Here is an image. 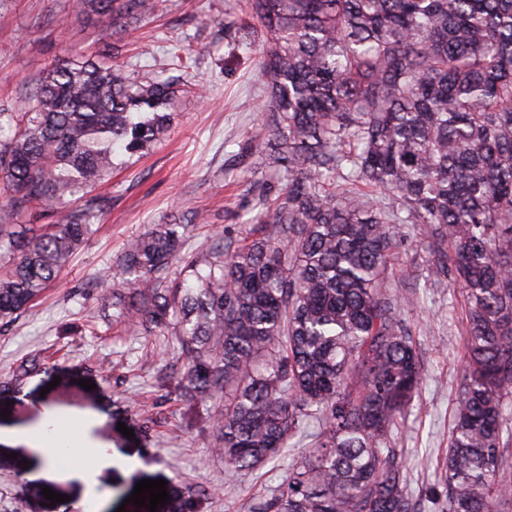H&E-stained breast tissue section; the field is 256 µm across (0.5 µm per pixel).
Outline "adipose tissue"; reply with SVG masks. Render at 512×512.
I'll list each match as a JSON object with an SVG mask.
<instances>
[{"instance_id":"ef3b65f1","label":"adipose tissue","mask_w":512,"mask_h":512,"mask_svg":"<svg viewBox=\"0 0 512 512\" xmlns=\"http://www.w3.org/2000/svg\"><path fill=\"white\" fill-rule=\"evenodd\" d=\"M92 426V421H84L79 433H72L71 418L45 406L34 426H0V446H23L31 452V467L26 473L28 481L67 479L79 482L85 487L80 503L83 512H101L104 495L98 489V475L112 467H130L131 462L114 457L110 447L95 442L90 436Z\"/></svg>"}]
</instances>
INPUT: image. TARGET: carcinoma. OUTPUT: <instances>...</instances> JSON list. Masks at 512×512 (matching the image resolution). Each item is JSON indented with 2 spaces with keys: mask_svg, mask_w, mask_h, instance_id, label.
<instances>
[{
  "mask_svg": "<svg viewBox=\"0 0 512 512\" xmlns=\"http://www.w3.org/2000/svg\"><path fill=\"white\" fill-rule=\"evenodd\" d=\"M266 35L272 127L249 223L187 251L188 225L124 248L112 319L182 361L180 397L224 404L225 472L285 453L251 512H418L395 432L425 381L389 271L414 237L461 290L447 512H512V0H242ZM115 42L64 58L0 112V320L55 282L100 222L117 155L167 131L178 76L114 62L155 0H77ZM171 66L202 48L178 36ZM379 191L386 203L370 194ZM65 209L56 224H24Z\"/></svg>",
  "mask_w": 512,
  "mask_h": 512,
  "instance_id": "1",
  "label": "carcinoma"
}]
</instances>
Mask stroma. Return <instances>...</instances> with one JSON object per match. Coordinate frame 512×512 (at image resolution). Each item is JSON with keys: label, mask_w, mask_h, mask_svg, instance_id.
Masks as SVG:
<instances>
[{"label": "stroma", "mask_w": 512, "mask_h": 512, "mask_svg": "<svg viewBox=\"0 0 512 512\" xmlns=\"http://www.w3.org/2000/svg\"><path fill=\"white\" fill-rule=\"evenodd\" d=\"M187 34L206 46L192 70L205 97L182 94L171 127L143 156L119 157L97 187L107 200L96 231L84 242L58 285L15 321L0 322V425L30 421L41 405L77 418L93 417L97 442L116 457L137 460L135 471L115 467L98 481L108 494L104 512H149L128 503L137 482L163 479L169 500L157 512H249L284 476L271 461L256 475L227 479L213 450L212 404L177 396L178 366L155 337L137 336L113 322L110 281L127 241L149 225L192 210L210 222L194 228L189 245L200 251L216 231L237 233L254 204V174L267 133L260 112L268 100L256 65L264 36L240 0H159L154 16L138 21L124 41L141 74L169 65L166 44ZM111 31L78 12L73 0H0V112H20L23 90L51 62L101 48ZM393 288L413 298L405 318L427 370L413 412L397 430L414 469L413 491H441L464 334L462 297L431 277L429 259L411 239L397 249ZM92 381L93 390L83 388ZM133 429L126 437L124 429ZM25 451L0 450V512H60L41 485L25 478Z\"/></svg>", "instance_id": "1"}]
</instances>
